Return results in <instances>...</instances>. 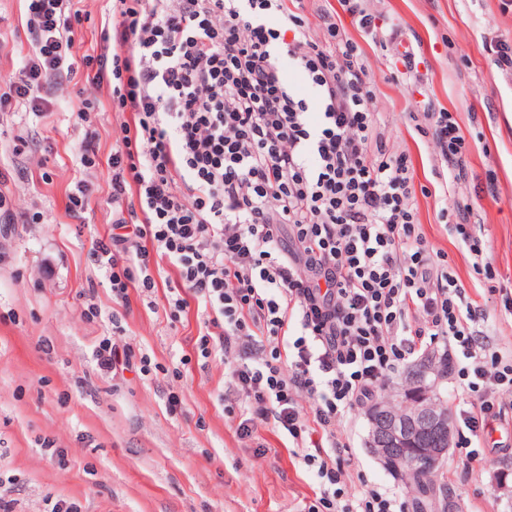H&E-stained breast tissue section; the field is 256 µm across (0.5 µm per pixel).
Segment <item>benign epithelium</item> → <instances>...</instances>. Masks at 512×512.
Here are the masks:
<instances>
[{
	"instance_id": "benign-epithelium-1",
	"label": "benign epithelium",
	"mask_w": 512,
	"mask_h": 512,
	"mask_svg": "<svg viewBox=\"0 0 512 512\" xmlns=\"http://www.w3.org/2000/svg\"><path fill=\"white\" fill-rule=\"evenodd\" d=\"M367 445L379 458L405 452L418 444L411 465L434 473L446 459L453 443L452 415L440 392L428 393L408 416H399L382 403L366 411Z\"/></svg>"
}]
</instances>
